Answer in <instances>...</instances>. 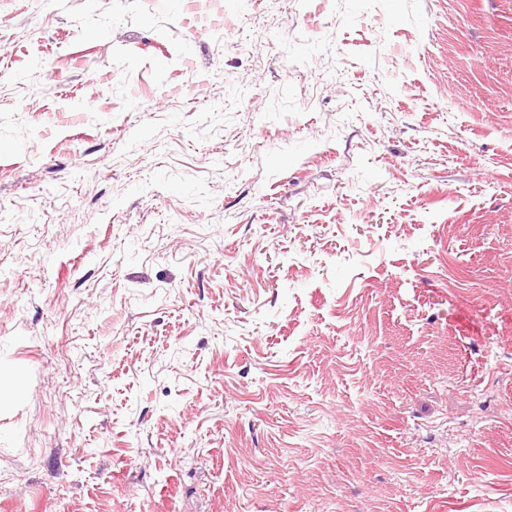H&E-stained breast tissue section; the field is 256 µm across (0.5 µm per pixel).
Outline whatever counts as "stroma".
<instances>
[{
  "instance_id": "35a3bbf8",
  "label": "stroma",
  "mask_w": 512,
  "mask_h": 512,
  "mask_svg": "<svg viewBox=\"0 0 512 512\" xmlns=\"http://www.w3.org/2000/svg\"><path fill=\"white\" fill-rule=\"evenodd\" d=\"M0 512H512V0H0Z\"/></svg>"
}]
</instances>
